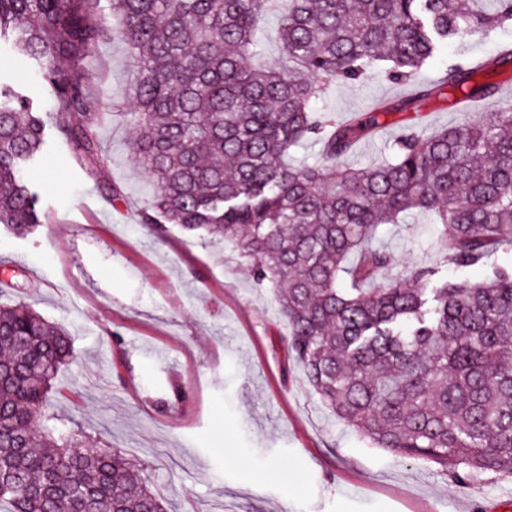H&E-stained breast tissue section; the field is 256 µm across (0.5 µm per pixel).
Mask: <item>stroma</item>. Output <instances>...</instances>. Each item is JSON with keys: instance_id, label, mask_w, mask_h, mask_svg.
Here are the masks:
<instances>
[{"instance_id": "35a3bbf8", "label": "stroma", "mask_w": 512, "mask_h": 512, "mask_svg": "<svg viewBox=\"0 0 512 512\" xmlns=\"http://www.w3.org/2000/svg\"><path fill=\"white\" fill-rule=\"evenodd\" d=\"M504 44L512 29L477 35L411 80L374 72L333 86L313 107L340 121ZM82 69L99 102L97 165L87 169L74 145L50 136L41 171L28 174L46 224L26 237L0 227V304L25 303L73 339L77 360L50 393L58 418L138 461L171 512H489L512 493V477L465 486L373 447L323 406L285 357L288 325L271 290L253 282L231 245L173 226L158 240L142 224L150 189L129 145L124 44L101 46ZM0 79L56 112L54 95L5 44ZM406 127L403 114L389 116L356 145L353 163L381 161ZM436 234L432 224L385 225L377 244L394 262L382 280L436 264L425 252Z\"/></svg>"}]
</instances>
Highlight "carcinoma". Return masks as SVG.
I'll list each match as a JSON object with an SVG mask.
<instances>
[{"mask_svg": "<svg viewBox=\"0 0 512 512\" xmlns=\"http://www.w3.org/2000/svg\"><path fill=\"white\" fill-rule=\"evenodd\" d=\"M0 0V41L58 102L52 128L93 165L96 100L79 64L119 37L133 62L125 115L134 157L153 182L141 222L215 234L237 248L288 321L287 352L320 401L375 447L435 464L460 483L512 475V104L427 131L416 103L447 89L496 94L452 66L397 105L412 126L393 154L348 163L389 115L376 105L343 122L312 101L374 69L407 81L445 47L512 28V0ZM277 11L284 61L263 56L262 17ZM47 123L0 81V224L18 236L45 223L26 171ZM319 147L328 165L293 164ZM440 225L430 248L480 282L437 267L388 283L393 256L373 246L384 224ZM354 263H349L350 257ZM72 361L62 326L0 305V512H166L142 469L113 448H89L54 426L49 399Z\"/></svg>", "mask_w": 512, "mask_h": 512, "instance_id": "obj_1", "label": "carcinoma"}]
</instances>
